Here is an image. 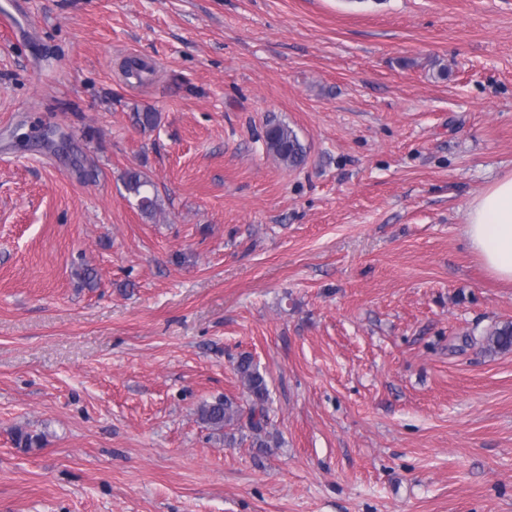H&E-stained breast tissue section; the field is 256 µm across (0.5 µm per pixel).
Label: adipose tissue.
Segmentation results:
<instances>
[{"label": "adipose tissue", "instance_id": "adipose-tissue-1", "mask_svg": "<svg viewBox=\"0 0 512 512\" xmlns=\"http://www.w3.org/2000/svg\"><path fill=\"white\" fill-rule=\"evenodd\" d=\"M464 234L486 271L512 282V176L495 182L470 204Z\"/></svg>", "mask_w": 512, "mask_h": 512}]
</instances>
